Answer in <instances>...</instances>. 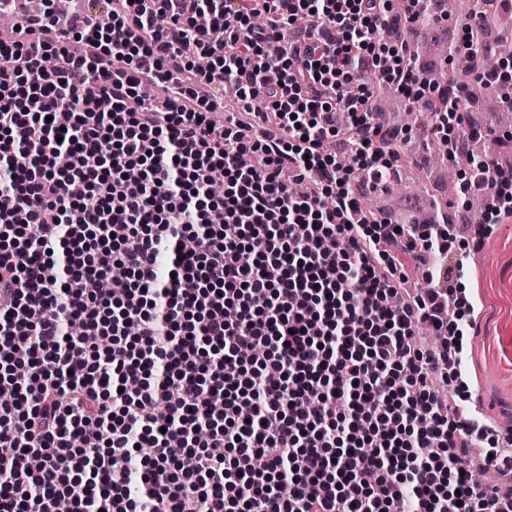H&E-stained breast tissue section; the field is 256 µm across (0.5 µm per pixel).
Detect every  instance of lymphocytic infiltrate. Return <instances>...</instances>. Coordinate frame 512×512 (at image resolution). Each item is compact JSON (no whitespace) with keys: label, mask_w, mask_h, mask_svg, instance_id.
Here are the masks:
<instances>
[{"label":"lymphocytic infiltrate","mask_w":512,"mask_h":512,"mask_svg":"<svg viewBox=\"0 0 512 512\" xmlns=\"http://www.w3.org/2000/svg\"><path fill=\"white\" fill-rule=\"evenodd\" d=\"M91 2L67 33L51 8L0 34V385L30 376L0 402V512H512V480L472 481L497 448L432 384L463 354L456 276L399 288L448 225L361 210L350 177L386 184L404 130L345 92L370 70L411 105L444 99L433 141L465 155L478 92L512 108L481 51L498 8L463 26L464 87L381 37L441 0ZM203 80L244 115L215 122ZM511 182L483 160L461 192L495 224Z\"/></svg>","instance_id":"f902f5d3"}]
</instances>
